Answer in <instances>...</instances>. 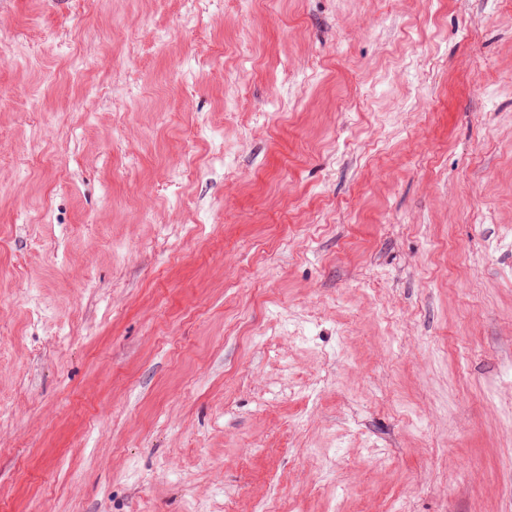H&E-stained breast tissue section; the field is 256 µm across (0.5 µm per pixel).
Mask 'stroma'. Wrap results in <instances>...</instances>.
Here are the masks:
<instances>
[{
    "instance_id": "stroma-1",
    "label": "stroma",
    "mask_w": 512,
    "mask_h": 512,
    "mask_svg": "<svg viewBox=\"0 0 512 512\" xmlns=\"http://www.w3.org/2000/svg\"><path fill=\"white\" fill-rule=\"evenodd\" d=\"M0 397V512H512V0H0Z\"/></svg>"
}]
</instances>
